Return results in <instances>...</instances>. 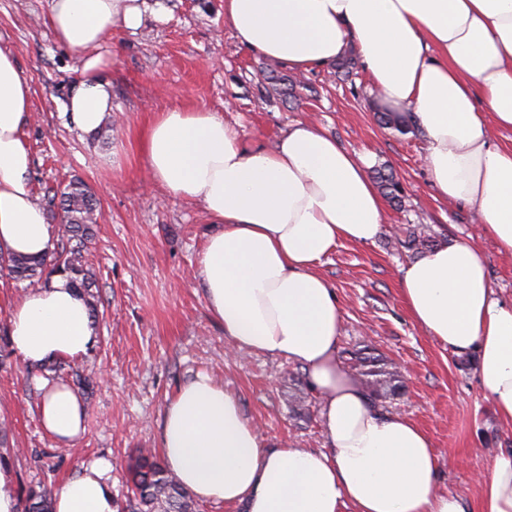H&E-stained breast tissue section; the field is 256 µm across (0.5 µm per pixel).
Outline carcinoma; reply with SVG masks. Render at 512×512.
Segmentation results:
<instances>
[{
    "label": "carcinoma",
    "instance_id": "obj_1",
    "mask_svg": "<svg viewBox=\"0 0 512 512\" xmlns=\"http://www.w3.org/2000/svg\"><path fill=\"white\" fill-rule=\"evenodd\" d=\"M379 122L399 132L408 131L406 121L396 112H381ZM375 179L387 198L400 203L402 188L394 174L379 168ZM47 204L58 210L59 227L56 248L51 257L0 255V272L18 283L49 278L54 273H64L72 286L85 298L91 315H96L99 295L94 272L87 264L85 254L94 237L97 202L89 187L79 181L70 182L60 197L47 198ZM433 236L415 229L406 230L402 244L412 251L433 247ZM354 366L365 369L367 395L370 399L381 396H398L404 384L395 371L386 370L387 360L368 355L359 350L348 352ZM131 492L136 502L134 512H196V502L181 486L173 473L152 454L139 456L130 471ZM53 493L47 486L30 490L26 495L24 512H52Z\"/></svg>",
    "mask_w": 512,
    "mask_h": 512
}]
</instances>
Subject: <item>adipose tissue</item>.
Masks as SVG:
<instances>
[{"instance_id":"obj_1","label":"adipose tissue","mask_w":512,"mask_h":512,"mask_svg":"<svg viewBox=\"0 0 512 512\" xmlns=\"http://www.w3.org/2000/svg\"><path fill=\"white\" fill-rule=\"evenodd\" d=\"M147 0H49L46 22L80 55L65 111L95 135L112 110V30L138 29ZM224 23L253 54L293 71L355 49L386 105L412 110L440 196L474 211L500 254L512 257V0H224ZM31 84L0 48V255L50 256L56 228L33 202L22 137ZM153 183L202 203L216 229L199 258L211 315L235 347L288 359L321 397L325 448L269 446L237 399L209 376L185 385L164 412L160 448L196 499L243 512H512V449L497 453L475 498L439 489V457L409 419L377 411L338 358L342 315L318 267L343 241L375 242L385 207L365 162L324 128L299 121L274 149L250 148L215 112L170 107L142 140ZM415 322L475 374L501 421L512 424V298L495 295L481 249L461 241L409 263L399 283ZM11 347L36 367L82 357L97 328L63 274L25 294L9 317ZM44 430L61 445L85 431L86 408L66 384L40 380ZM112 463L83 465L54 512H118Z\"/></svg>"}]
</instances>
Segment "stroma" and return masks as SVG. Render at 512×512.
Listing matches in <instances>:
<instances>
[{
    "label": "stroma",
    "mask_w": 512,
    "mask_h": 512,
    "mask_svg": "<svg viewBox=\"0 0 512 512\" xmlns=\"http://www.w3.org/2000/svg\"><path fill=\"white\" fill-rule=\"evenodd\" d=\"M157 2L160 19H147L136 31L114 30L104 40L112 58V118L88 137L61 116L81 61L46 24L48 0H0V46L31 79L23 137L34 196L78 179L92 189L100 212L88 257L100 295L97 342L56 375L71 383L77 367L91 379L81 393L85 433L72 445H57L44 430L37 377L13 354L5 333L12 305L30 285L0 274V426L17 498L44 483L60 489L96 457L111 459L114 491L124 495L135 457L160 449L166 404L200 374L234 395L266 440L324 447L321 399L302 368L232 349L211 317L199 255L214 226L203 206L167 199L148 181L142 130L155 112L174 106L218 112L250 147H273L290 125L308 120L369 167L393 171L403 197L386 203L377 241L340 243L319 268L341 307L338 349L366 347L398 367L403 395L379 400L377 408L422 427L440 457V487L474 497L478 475L488 473L500 450L512 448V426L485 398L475 356L452 354L412 319L399 280L417 254L402 240L416 226L440 245L475 239L492 288L505 298L512 297V259L479 235L469 209L440 197L423 163L422 131L401 134L379 125L382 101L363 67L349 75L332 66L294 72L237 44L224 25V0Z\"/></svg>",
    "instance_id": "obj_1"
}]
</instances>
